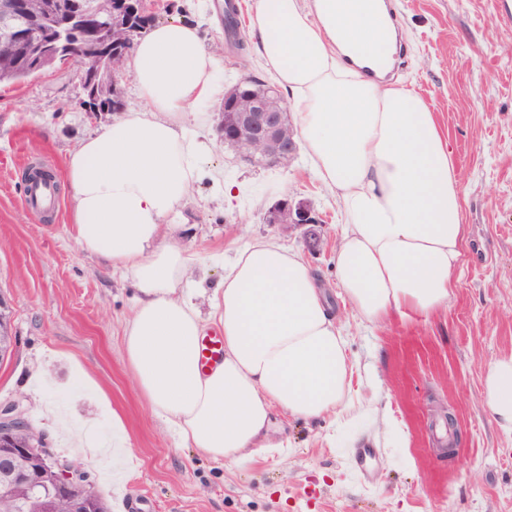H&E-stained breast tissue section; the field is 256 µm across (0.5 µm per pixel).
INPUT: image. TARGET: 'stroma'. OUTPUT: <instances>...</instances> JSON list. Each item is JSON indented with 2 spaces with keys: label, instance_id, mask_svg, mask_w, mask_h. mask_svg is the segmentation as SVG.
<instances>
[{
  "label": "stroma",
  "instance_id": "obj_1",
  "mask_svg": "<svg viewBox=\"0 0 512 512\" xmlns=\"http://www.w3.org/2000/svg\"><path fill=\"white\" fill-rule=\"evenodd\" d=\"M224 0H169L168 19L199 27L202 45L218 52L225 86L270 80L255 39L227 46ZM404 63L395 76L434 112L454 154L465 236L447 307L372 325L355 313L336 281L335 250L345 217L304 154L285 169L240 161L216 143L208 169L240 183L227 203L217 182H199L170 218L173 243L206 253L192 272L206 292L224 275L236 248L273 238L298 250L318 274L325 302L344 329L355 364L354 401L378 394L380 413L404 433L393 447L383 426L355 417L301 421L277 415L283 452L260 448L242 461H214L178 445L139 393L123 347L132 314L130 279L82 253L66 206L29 209L23 181L38 161L63 177L67 152L99 124L81 111L82 69L59 64L0 87V293L11 305L14 356L0 364V404L16 403L56 453L77 456L54 430V417L97 425L112 436L124 422L130 479L111 459L80 457L111 512L125 498L144 512H512V435L502 432L481 399L490 364L512 351V0H396ZM304 198L322 219L321 250L302 229L264 221L284 196ZM43 366L44 379L33 376ZM453 413L458 455L434 451L435 425Z\"/></svg>",
  "mask_w": 512,
  "mask_h": 512
}]
</instances>
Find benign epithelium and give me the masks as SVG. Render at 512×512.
Here are the masks:
<instances>
[{"instance_id": "7a95c632", "label": "benign epithelium", "mask_w": 512, "mask_h": 512, "mask_svg": "<svg viewBox=\"0 0 512 512\" xmlns=\"http://www.w3.org/2000/svg\"><path fill=\"white\" fill-rule=\"evenodd\" d=\"M144 0H0V64L34 75L60 61L81 63L83 74L95 78L88 97L78 99L80 108L90 115L120 112L124 108L119 77L134 48L135 36L146 31ZM62 25L67 34L81 33L85 45L74 51L62 38L47 42L44 33ZM221 138L245 145L242 160L256 156L278 168L294 159L298 144L293 131L286 130L283 110L249 91H236L224 100L217 118ZM265 223L286 229H304L312 250L322 246L316 225L322 223L311 203L305 199H281L264 216ZM10 306L0 294V362L14 353ZM27 433L38 443H24ZM87 489L83 495L72 488ZM0 489L20 493L41 506V512H55L63 501L66 512H91L96 494L89 474L75 461L56 454L44 434L35 430L16 404L0 406Z\"/></svg>"}]
</instances>
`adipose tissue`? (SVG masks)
<instances>
[{
	"label": "adipose tissue",
	"mask_w": 512,
	"mask_h": 512,
	"mask_svg": "<svg viewBox=\"0 0 512 512\" xmlns=\"http://www.w3.org/2000/svg\"><path fill=\"white\" fill-rule=\"evenodd\" d=\"M248 32L291 95L310 164L346 217L338 286L367 322L446 306L461 262L456 161L414 90L366 79L345 57L387 39L380 0H253ZM143 106L100 125L65 160L68 217L79 248L137 290L124 330L127 362L153 413L185 448L219 461L271 447L276 410L349 418L353 365L318 277L274 239L240 248L210 301L224 360L201 370L205 321L188 270L201 255L162 240L165 219L207 176L213 141L197 127L217 100L215 54L196 24L169 21L130 62ZM482 399L512 434V353L483 379Z\"/></svg>",
	"instance_id": "adipose-tissue-1"
}]
</instances>
